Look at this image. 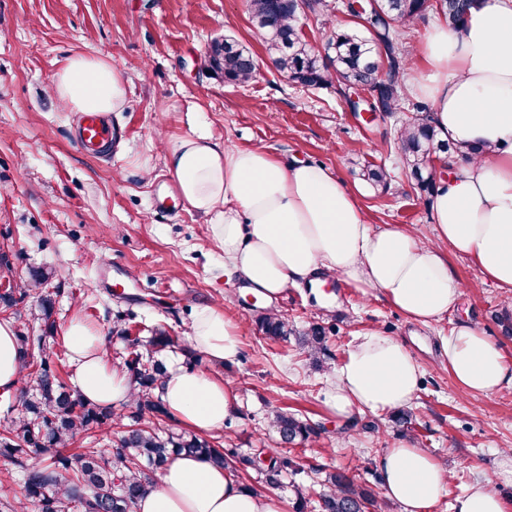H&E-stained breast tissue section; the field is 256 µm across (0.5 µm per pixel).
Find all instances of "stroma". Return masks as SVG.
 <instances>
[{"label":"stroma","instance_id":"obj_1","mask_svg":"<svg viewBox=\"0 0 512 512\" xmlns=\"http://www.w3.org/2000/svg\"><path fill=\"white\" fill-rule=\"evenodd\" d=\"M297 25L319 51L334 31L358 27L340 10L300 15ZM224 36L257 58L261 71L249 84L209 74L208 46ZM80 53L111 59L127 80L125 105L109 116L115 135L108 151L85 149L77 113L49 92L54 73ZM194 121L229 143L258 144L330 168L358 189L373 224L409 226L424 240L433 234L431 196L411 184L394 144L398 115L373 118L352 111L336 88L287 82L251 23L248 0H0V245H8L13 263L12 271L0 270V283L39 269L58 288L52 333L36 319L34 295L13 321L16 332L33 339L30 361L49 359L71 381L63 336L78 318L104 335V357L119 368L125 344L108 336L116 309L135 313L136 335L148 337L161 323L186 344L195 312L211 307L239 325V358L215 369L235 385L239 414L214 438L246 489L273 493L287 512H318L326 473L346 472L382 493L376 457L412 441L450 474L433 512H452L455 498L480 476L490 478L512 512V464L504 455L512 448V388L490 396L463 392L438 349L439 336L469 321L512 362V336L500 322L502 290L469 259L449 254L463 285L460 299L445 319L421 324L376 294L338 284L326 291L291 285L274 308L295 332L267 339L240 283L225 275L224 256L203 217L178 199L157 200L172 184L158 138L186 134ZM371 164L388 171V190L363 179ZM314 325L329 331L317 359L299 343ZM371 328L403 340L424 368L410 424L396 425L389 413L340 421L325 404L332 369L357 334ZM276 409L297 414L314 435L282 443L271 423ZM270 455L294 463L273 488L256 465Z\"/></svg>","mask_w":512,"mask_h":512}]
</instances>
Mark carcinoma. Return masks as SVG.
Instances as JSON below:
<instances>
[{"label": "carcinoma", "instance_id": "obj_1", "mask_svg": "<svg viewBox=\"0 0 512 512\" xmlns=\"http://www.w3.org/2000/svg\"><path fill=\"white\" fill-rule=\"evenodd\" d=\"M471 0H381L379 9L362 4L363 13L355 11L350 2L342 8L354 17L365 20L367 35L339 31L327 45V54L314 52L296 26L304 10L325 13L333 9L330 0H249L253 25L266 40L276 70L297 84L311 88L336 85L343 92L367 91L374 96L371 111L388 114L405 110L403 74L408 51L401 38V27L436 9L454 26L467 14ZM385 50L388 70H382L379 56ZM215 74L233 84H247L256 79L259 64L253 54L231 38L217 39L208 49ZM412 115L399 121L395 130L397 146L407 169V177L419 190L432 192L435 181L429 173L434 157L452 154L463 160L471 149H464L441 136L431 121L429 109L411 104ZM363 177L372 186L387 189L389 174L381 166L371 165ZM28 288H9L0 294V307L18 314ZM40 320L45 330L54 329V299L47 292L40 298ZM258 329L267 338L281 339L291 333L288 319L275 313L258 318ZM112 336L128 346L125 371L133 389L128 411L115 413L109 407L84 400L77 388L60 378L49 362H40L34 376L14 393L20 409L8 428L0 433V455L8 458L24 476L23 499L15 504L0 502V512H25L34 504L39 512H135L139 499L155 486L153 473L160 471L175 455L201 457L215 467L229 464L224 449L206 437L169 428H150L146 418L169 417L165 403L155 390L167 372L164 361L145 358L139 352L140 338H131L130 323L123 312L112 318ZM179 337L170 334L167 326L153 329L152 345L159 351L178 344ZM327 332L313 326L303 334L302 344L308 352L324 350ZM283 442L305 441L314 429L286 412L273 418ZM121 428L115 448L105 453L88 448L81 453H67L77 437L93 430ZM290 462L270 458L262 468L265 481L278 483ZM320 512H388V502L356 485L344 472L329 475L326 488L320 493Z\"/></svg>", "mask_w": 512, "mask_h": 512}]
</instances>
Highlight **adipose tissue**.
<instances>
[{"label": "adipose tissue", "mask_w": 512, "mask_h": 512, "mask_svg": "<svg viewBox=\"0 0 512 512\" xmlns=\"http://www.w3.org/2000/svg\"><path fill=\"white\" fill-rule=\"evenodd\" d=\"M417 90L448 141L473 148L469 161L442 173L431 203L430 241L401 226L371 224L357 192L330 169L288 162L260 146L241 147L209 131H190L165 155L180 202L208 220L224 269L254 296L274 301L288 285L328 281L376 293L409 320L438 321L457 304L461 284L449 253L469 258L504 293H512V0H474L465 19H438L423 49ZM56 97L74 112L121 111L126 80L110 60L75 55L52 78ZM191 341L210 370L169 368L159 389L170 414L199 432L223 429L238 394L215 368L240 351L236 324L202 308ZM65 342L73 381L96 404L130 401L125 374L110 367L96 338L71 322ZM459 387L489 396L512 388V362L499 345L464 323L440 339ZM424 370L401 340L371 329L359 334L334 369L327 407L338 417L380 415L412 403ZM21 354L13 325L0 321V392L19 387ZM388 500L402 512H432L445 494V465L414 442L384 449L376 460ZM453 512H505L489 478H477ZM136 512H284L271 494L246 490L234 467L189 456L172 459Z\"/></svg>", "instance_id": "1"}]
</instances>
